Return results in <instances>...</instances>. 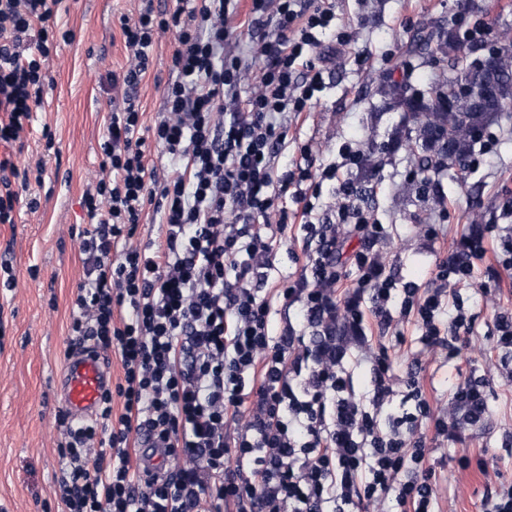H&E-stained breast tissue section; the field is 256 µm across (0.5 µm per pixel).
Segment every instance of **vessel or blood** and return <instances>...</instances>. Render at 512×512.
<instances>
[{"instance_id":"vessel-or-blood-1","label":"vessel or blood","mask_w":512,"mask_h":512,"mask_svg":"<svg viewBox=\"0 0 512 512\" xmlns=\"http://www.w3.org/2000/svg\"><path fill=\"white\" fill-rule=\"evenodd\" d=\"M107 374V363L101 354L82 351L69 357L61 399L74 418L87 419L96 413Z\"/></svg>"}]
</instances>
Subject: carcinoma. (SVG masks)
<instances>
[{
  "mask_svg": "<svg viewBox=\"0 0 512 512\" xmlns=\"http://www.w3.org/2000/svg\"><path fill=\"white\" fill-rule=\"evenodd\" d=\"M499 49L491 50L498 63L494 76H489L469 60L453 36L433 41V35L419 40L420 49L438 54V62H445L452 72L444 87L431 95L422 93L398 98V106L408 113L415 125L416 136H407L406 149L415 164L424 169L436 163L440 166L458 167L466 170L467 157L474 139L468 128L479 122L486 127L501 115L497 102L489 101L479 105L475 97L486 82L497 81L500 96L512 98V35L504 31L497 38Z\"/></svg>",
  "mask_w": 512,
  "mask_h": 512,
  "instance_id": "cac0c4a2",
  "label": "carcinoma"
}]
</instances>
